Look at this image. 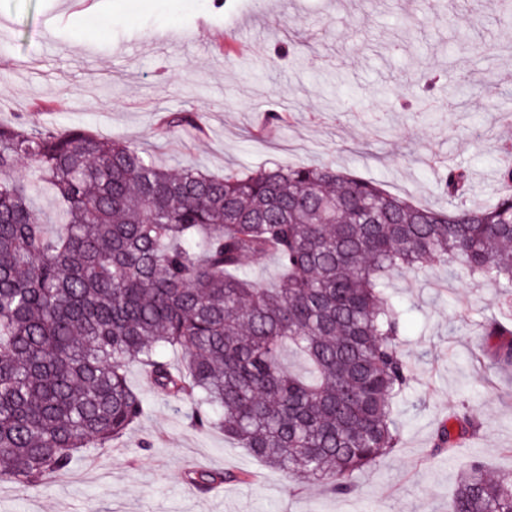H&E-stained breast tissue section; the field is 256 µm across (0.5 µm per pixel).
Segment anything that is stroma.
<instances>
[{
	"instance_id": "35a3bbf8",
	"label": "stroma",
	"mask_w": 512,
	"mask_h": 512,
	"mask_svg": "<svg viewBox=\"0 0 512 512\" xmlns=\"http://www.w3.org/2000/svg\"><path fill=\"white\" fill-rule=\"evenodd\" d=\"M497 55L487 54L490 46ZM437 73L432 112L402 109ZM456 95H449V88ZM276 111L281 121L269 119ZM169 112L195 129L160 133ZM78 127L171 167L214 173L335 163L426 206L446 205L433 158L468 169L469 199L500 189L494 146L512 125V15L497 0H0V123ZM412 373L395 404L397 448L333 494L267 467L187 403L127 380L146 415L119 442L78 453L37 489L0 481V512H449L460 471H512V371L482 350L500 290L436 266L392 281ZM467 411L453 453L434 438ZM244 472L207 494L186 472Z\"/></svg>"
}]
</instances>
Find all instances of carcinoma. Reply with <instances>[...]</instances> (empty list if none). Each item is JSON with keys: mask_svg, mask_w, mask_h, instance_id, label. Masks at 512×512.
Segmentation results:
<instances>
[{"mask_svg": "<svg viewBox=\"0 0 512 512\" xmlns=\"http://www.w3.org/2000/svg\"><path fill=\"white\" fill-rule=\"evenodd\" d=\"M498 161L512 183V149ZM22 162L30 175L16 174ZM438 178L448 207L427 208L333 165L175 172L82 129L0 123V480L35 489L122 437L145 414L127 380L135 365L190 401L198 429L354 492L353 475L397 447L394 401L411 384L394 275L440 265L501 288L482 335L512 369V193L469 205L464 170ZM41 184L60 207L54 234L32 202ZM267 254L282 268L273 287L243 270ZM476 430L459 414L435 447ZM223 478L246 475H187L201 491ZM451 512H512V475L471 464Z\"/></svg>", "mask_w": 512, "mask_h": 512, "instance_id": "cac0c4a2", "label": "carcinoma"}]
</instances>
